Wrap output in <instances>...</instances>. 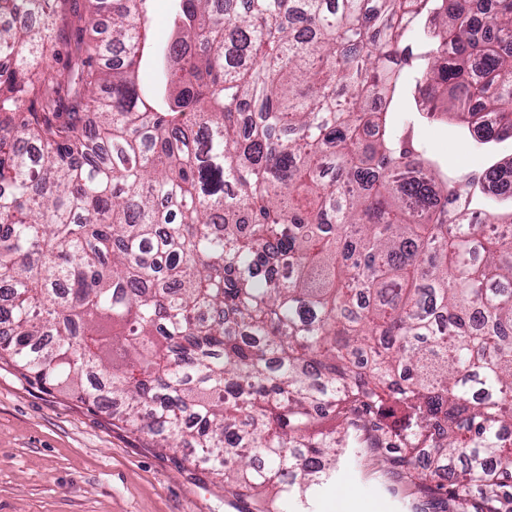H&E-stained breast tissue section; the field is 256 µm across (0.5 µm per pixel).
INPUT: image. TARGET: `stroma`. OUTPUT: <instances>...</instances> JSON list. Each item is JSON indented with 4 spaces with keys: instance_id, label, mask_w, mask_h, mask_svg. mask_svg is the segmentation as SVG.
I'll list each match as a JSON object with an SVG mask.
<instances>
[{
    "instance_id": "35a3bbf8",
    "label": "stroma",
    "mask_w": 512,
    "mask_h": 512,
    "mask_svg": "<svg viewBox=\"0 0 512 512\" xmlns=\"http://www.w3.org/2000/svg\"><path fill=\"white\" fill-rule=\"evenodd\" d=\"M87 0H66L55 34L58 77L77 63ZM417 141L445 166L478 172L488 158L512 157V140L494 155L456 128L424 127ZM188 448H157L109 414L30 382L0 360V512H237L206 471L189 466ZM386 495L376 465L339 460L307 503L283 499L280 512H367Z\"/></svg>"
}]
</instances>
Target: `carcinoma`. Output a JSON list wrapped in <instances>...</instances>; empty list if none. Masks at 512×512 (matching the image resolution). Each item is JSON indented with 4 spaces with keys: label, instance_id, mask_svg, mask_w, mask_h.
Instances as JSON below:
<instances>
[{
    "label": "carcinoma",
    "instance_id": "obj_1",
    "mask_svg": "<svg viewBox=\"0 0 512 512\" xmlns=\"http://www.w3.org/2000/svg\"><path fill=\"white\" fill-rule=\"evenodd\" d=\"M64 2L0 0V354L247 512L338 448L512 512V160L450 174L395 115L512 139V0H169L162 45L152 0H89L65 100Z\"/></svg>",
    "mask_w": 512,
    "mask_h": 512
}]
</instances>
